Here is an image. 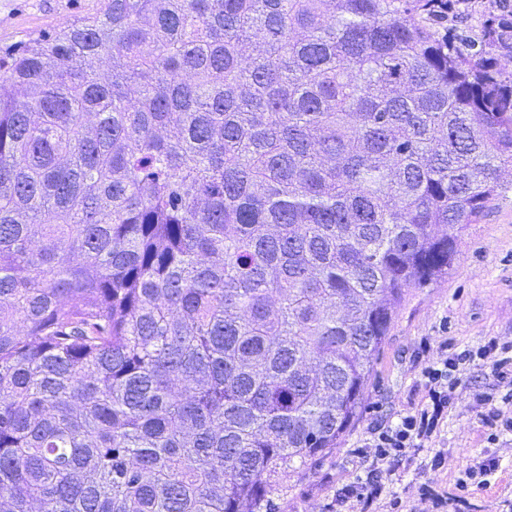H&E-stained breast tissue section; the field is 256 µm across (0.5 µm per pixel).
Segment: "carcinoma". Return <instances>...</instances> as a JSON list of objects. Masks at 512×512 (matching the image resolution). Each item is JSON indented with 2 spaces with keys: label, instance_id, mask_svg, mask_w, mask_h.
Here are the masks:
<instances>
[{
  "label": "carcinoma",
  "instance_id": "carcinoma-1",
  "mask_svg": "<svg viewBox=\"0 0 512 512\" xmlns=\"http://www.w3.org/2000/svg\"><path fill=\"white\" fill-rule=\"evenodd\" d=\"M102 0L0 49V512H261L512 167V22Z\"/></svg>",
  "mask_w": 512,
  "mask_h": 512
}]
</instances>
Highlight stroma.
I'll return each mask as SVG.
<instances>
[{"label": "stroma", "mask_w": 512, "mask_h": 512, "mask_svg": "<svg viewBox=\"0 0 512 512\" xmlns=\"http://www.w3.org/2000/svg\"><path fill=\"white\" fill-rule=\"evenodd\" d=\"M100 0H0V47L27 36L53 34L74 20L96 13ZM512 13V0L496 7L493 0H468L451 12L432 18L431 30L442 37L456 33L476 41L485 38V24L500 10ZM512 347V189L490 203L477 223L458 241V256L438 283L406 292L396 309L374 372L366 385V402L357 420L329 454L307 461L288 473L273 490V512H352L344 491L365 476L362 456L366 439L379 422L394 423L425 400L422 370L429 360L449 350H477L489 341ZM431 442L409 449L385 479L387 494L375 502L387 512H420L423 486L448 499L447 512H512V430L491 433L483 421L507 393L490 361L464 366ZM493 395L485 403L483 395ZM443 463L432 467L435 455ZM496 468L484 487H460L464 472L481 460Z\"/></svg>", "instance_id": "stroma-1"}]
</instances>
